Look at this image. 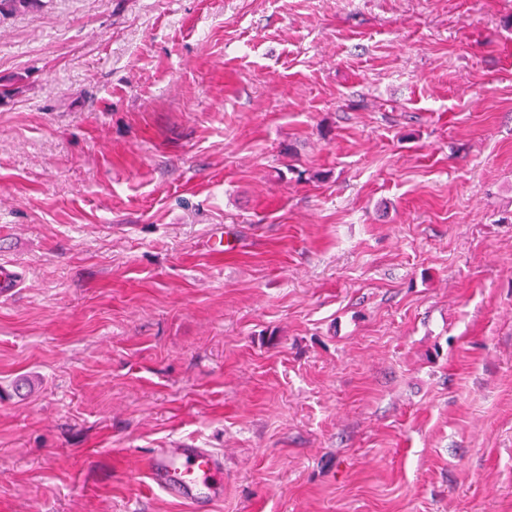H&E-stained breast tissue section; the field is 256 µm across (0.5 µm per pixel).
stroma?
I'll list each match as a JSON object with an SVG mask.
<instances>
[{
	"instance_id": "obj_1",
	"label": "stroma",
	"mask_w": 512,
	"mask_h": 512,
	"mask_svg": "<svg viewBox=\"0 0 512 512\" xmlns=\"http://www.w3.org/2000/svg\"><path fill=\"white\" fill-rule=\"evenodd\" d=\"M0 263V512H512V0L0 17ZM144 469L153 485L192 504L224 493L222 461L211 449L194 443L158 449L145 459Z\"/></svg>"
}]
</instances>
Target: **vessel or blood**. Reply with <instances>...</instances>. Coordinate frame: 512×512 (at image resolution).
Listing matches in <instances>:
<instances>
[{
    "mask_svg": "<svg viewBox=\"0 0 512 512\" xmlns=\"http://www.w3.org/2000/svg\"><path fill=\"white\" fill-rule=\"evenodd\" d=\"M144 469L151 483L183 501L200 504L224 491V467L211 449L182 443L149 455Z\"/></svg>",
    "mask_w": 512,
    "mask_h": 512,
    "instance_id": "obj_1",
    "label": "vessel or blood"
}]
</instances>
